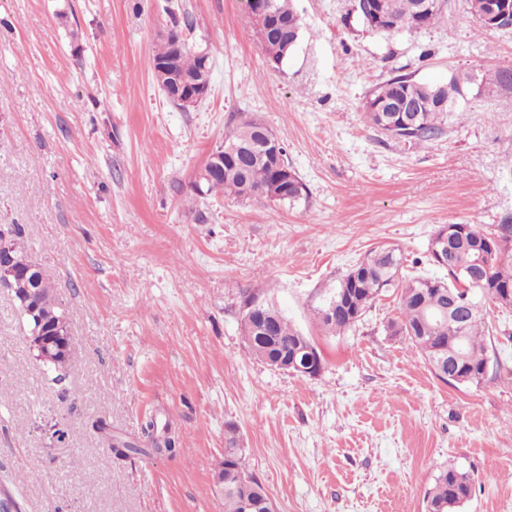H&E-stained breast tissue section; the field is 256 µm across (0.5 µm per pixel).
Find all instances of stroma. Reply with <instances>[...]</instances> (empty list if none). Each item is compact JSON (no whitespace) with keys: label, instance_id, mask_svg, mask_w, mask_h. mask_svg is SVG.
I'll return each instance as SVG.
<instances>
[{"label":"stroma","instance_id":"stroma-1","mask_svg":"<svg viewBox=\"0 0 512 512\" xmlns=\"http://www.w3.org/2000/svg\"><path fill=\"white\" fill-rule=\"evenodd\" d=\"M178 2L213 65L187 112L147 65L172 27L164 0H0V225H21L72 334L53 381L0 288V489L21 512H224L214 475L231 423L278 512H424L449 465L474 477L461 512H512V311L483 302L488 371L458 386L390 330L397 291L340 335L314 316L374 247L431 273L439 226L512 221V88L491 82L512 69V31L481 26L466 0L395 35L363 30L352 0H293L301 39L275 68L244 0ZM465 73L477 83L422 147L365 119L395 75ZM246 117L284 143L305 198L194 190ZM246 293L314 342L317 376L249 353ZM149 419L180 432L178 452L117 457L110 436Z\"/></svg>","mask_w":512,"mask_h":512}]
</instances>
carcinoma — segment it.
I'll return each mask as SVG.
<instances>
[{
  "instance_id": "carcinoma-1",
  "label": "carcinoma",
  "mask_w": 512,
  "mask_h": 512,
  "mask_svg": "<svg viewBox=\"0 0 512 512\" xmlns=\"http://www.w3.org/2000/svg\"><path fill=\"white\" fill-rule=\"evenodd\" d=\"M419 0H385L390 22L395 31H410L433 25L442 15V8H432L419 12ZM279 26L276 33L261 41L267 60L281 65L297 47L302 33V24L291 0H273ZM172 30L167 40L153 54L149 67L156 70L171 53L174 42L183 36V31L191 28L188 21H180L178 13L170 12ZM200 59L196 53L182 49L177 62L180 73L194 76L199 72ZM470 84V77L452 76L446 83H425L412 80L407 74L394 76L374 89L364 102L363 109L371 127L382 135L408 144H421L445 133L448 114L452 112L456 96ZM440 90L448 99L449 105L434 107L428 104V97L434 90ZM397 106L402 103L414 105L418 109L415 126L408 129L398 127V134L386 127L389 119L381 117L369 107V102ZM265 125L253 120L239 122L224 136V147H240L244 153L225 159L224 177L201 182L203 194L224 193L242 199L263 197L270 201L292 203L307 195L306 186L299 177L291 181L278 182L279 171L274 166L261 161L254 153L255 146L262 140ZM458 232L448 240L445 250L448 278L412 276L400 277L403 263L401 253L390 247H377L371 250L358 264L353 266L339 281L331 298L347 306L336 318L330 320L325 308L317 312L319 323L331 333H343L354 327L365 315L373 302L392 288L400 291V317L390 322L389 328L396 335H404L413 347L420 351L426 362L437 356L434 349L443 352L459 349L462 358L445 365L447 376L438 379L450 385H469L480 382L486 373L488 346L484 338L485 321L483 314L471 313L462 320L455 314H446L448 289L454 287L456 268L469 264L479 249L490 255L489 271L478 289V299L489 298L503 307L512 305V296L504 289L512 290V257L500 259L497 246L501 241L512 240V224H501L497 232L486 234L471 224L457 225ZM10 245L22 260L37 266L21 240V228L14 224L7 229ZM42 313L54 322L65 336H71L70 316L59 302L55 286L49 277H44V286L36 297ZM278 335L269 339L260 335L254 324L241 322V333L248 351L266 365L277 368L271 362L273 354L283 351L296 355L301 362L305 349H310L317 360L321 354L309 337L305 336L278 312ZM40 362L56 373L54 380L60 381L70 366L69 357L57 354L52 358L42 357ZM145 441L132 442L121 438L112 439V450L120 457L131 454L159 453L175 455L180 439L170 424L158 427L151 419L142 428ZM224 512H243L240 504L247 500L254 505L250 512H266L270 496L261 482L247 472L243 464V449L240 448L236 427L227 425L224 437ZM474 480L470 473L455 466L439 471L433 485L426 491L424 502L426 512H455L472 495Z\"/></svg>"
}]
</instances>
